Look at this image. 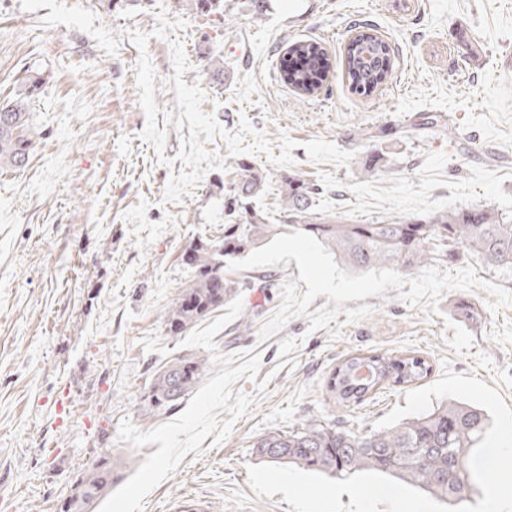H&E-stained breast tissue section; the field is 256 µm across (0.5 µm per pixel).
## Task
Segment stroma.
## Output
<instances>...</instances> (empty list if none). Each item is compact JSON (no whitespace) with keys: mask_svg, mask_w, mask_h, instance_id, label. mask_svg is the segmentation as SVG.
Wrapping results in <instances>:
<instances>
[{"mask_svg":"<svg viewBox=\"0 0 512 512\" xmlns=\"http://www.w3.org/2000/svg\"><path fill=\"white\" fill-rule=\"evenodd\" d=\"M367 29L395 65L366 97L344 52ZM302 40L331 60L305 99L279 74ZM509 54L512 0H270L259 18L252 0H224L219 22L183 0H0V103L24 69L48 75L29 164L0 170V512H58L105 452L133 464L96 512H168L186 495L212 512H293L252 489L266 432L372 429L448 368L512 407V270L464 250L406 274L357 272L285 232L233 263L238 298L178 335L165 321L190 276L185 246L224 236L237 158L302 174L322 188L317 210L360 224L471 207L511 217ZM373 152L387 166L360 177ZM458 297L478 322L456 315ZM370 351L430 372L330 408L328 373ZM188 354L210 363L196 388L147 411L151 373Z\"/></svg>","mask_w":512,"mask_h":512,"instance_id":"1","label":"stroma"}]
</instances>
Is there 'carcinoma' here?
Returning <instances> with one entry per match:
<instances>
[{
  "label": "carcinoma",
  "instance_id": "carcinoma-1",
  "mask_svg": "<svg viewBox=\"0 0 512 512\" xmlns=\"http://www.w3.org/2000/svg\"><path fill=\"white\" fill-rule=\"evenodd\" d=\"M186 7L203 15L224 16V0H185ZM345 71L352 90L371 95L384 83L393 61L383 39L361 36L349 42ZM281 76L301 97L316 94L324 85L330 60L322 45L301 41L281 59ZM44 73L31 69L21 91L0 105V168H24L38 140L31 104L45 90ZM231 222L224 225L219 243L199 239L183 251L191 275L180 287L167 312L171 330L181 333L237 296L241 283L224 275L226 258H237L281 233L282 225L269 222L255 201L266 192L271 176L247 160L229 163ZM387 166L373 153L362 165L369 178ZM316 184L292 173L280 180V211L287 227L323 244L346 266L355 270L388 267L411 271L454 253L459 245L495 270L512 269V218L494 208L474 207L398 219L387 216L371 224H351L321 215L314 207ZM455 312L476 322L480 314L470 302L458 299ZM208 368L206 359L183 355L151 375L146 406L162 413L194 390ZM430 366L420 357L368 352L342 359L326 380V403L332 408H355L382 384L416 382ZM489 427L487 412L459 401L442 402L429 412L379 431L353 432L309 421L288 432L271 431L251 444L253 455L266 462H288L333 477L374 471L402 479L446 502H461L471 493L467 462ZM131 460L101 456L94 467L77 477L60 512H94L124 476Z\"/></svg>",
  "mask_w": 512,
  "mask_h": 512
}]
</instances>
